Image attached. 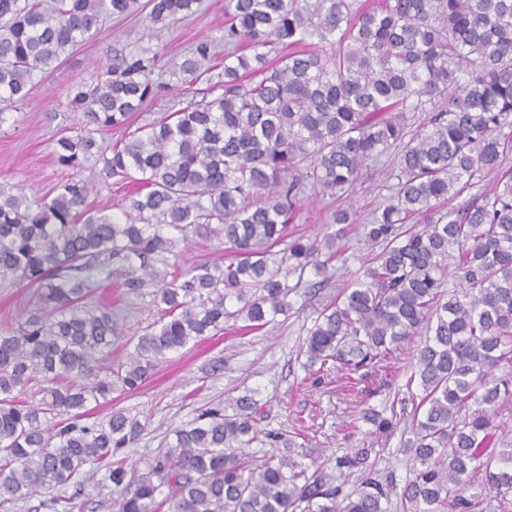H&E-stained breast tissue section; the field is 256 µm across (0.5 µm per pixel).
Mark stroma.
<instances>
[{
	"instance_id": "stroma-1",
	"label": "stroma",
	"mask_w": 512,
	"mask_h": 512,
	"mask_svg": "<svg viewBox=\"0 0 512 512\" xmlns=\"http://www.w3.org/2000/svg\"><path fill=\"white\" fill-rule=\"evenodd\" d=\"M201 39L223 48L224 0H203L198 13L159 33L142 13L105 20L90 40L38 81L29 98L11 108L6 123L0 124V183L21 189L28 197L41 198L51 196L58 183L71 177V169L60 166L55 156L60 136H74L84 130L82 113L68 104V91L78 82L101 76L114 55L141 48L159 56L153 78L160 83L161 91L135 117V124L164 116L172 105L186 106L208 98L206 82H197L195 93L188 94L175 73L190 46ZM395 164L390 154L369 162L360 181L340 196L324 193L312 174H304L300 204L289 230L311 240L322 239L333 213L348 210L351 222L345 227L344 242L350 258L337 275L318 289L313 270H306L296 292L289 296L291 310L288 315L278 316L275 324L246 334L228 329L179 349L140 389L113 396L111 403L91 413L89 420L93 423L122 410L143 424L135 444L121 451L129 467L143 468L172 440L174 429L205 409L230 408L237 397L245 394L262 406L255 424L258 432L299 428L305 436V447L318 449L321 462L328 454L340 455L352 446L348 423L361 405L381 407L386 393L368 395L363 401L345 395L340 370L332 366L320 376H310L298 353L317 311L335 298L343 281L354 278L362 258L373 253L363 226L392 194L394 181L389 172ZM83 174L94 184L90 202L118 212L126 202V191L106 173L103 159H89ZM101 296L118 312L125 338L106 358L107 364L114 366L133 352V339L153 326L160 312L148 288L127 296L110 285L102 289ZM34 309L32 288L10 277L0 278V334L24 321ZM72 495L84 503V512H101V502L117 497L118 491L106 468L91 462L83 467L78 482L40 489L28 501L14 506L12 512H33L42 501Z\"/></svg>"
}]
</instances>
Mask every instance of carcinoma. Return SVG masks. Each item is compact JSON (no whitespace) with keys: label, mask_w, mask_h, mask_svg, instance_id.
Wrapping results in <instances>:
<instances>
[{"label":"carcinoma","mask_w":512,"mask_h":512,"mask_svg":"<svg viewBox=\"0 0 512 512\" xmlns=\"http://www.w3.org/2000/svg\"><path fill=\"white\" fill-rule=\"evenodd\" d=\"M201 0H0V125L69 52L112 16L145 11L168 29ZM224 58L201 40L178 66L220 93L131 128L151 100L156 55L134 49L105 79L70 92L87 131L57 141L77 170L55 195L30 200L0 185V276L36 288L41 314L0 334V512L67 485L94 461L120 498L107 512H512V0H227ZM424 113L416 127L411 115ZM123 130L110 176L140 190L118 214L89 205L78 171L101 152L95 134ZM396 150V191L364 225L380 246L318 312L304 368L332 361L364 393L393 392L359 419L369 439L335 457L334 475L281 431L259 439L261 407L211 409L175 430L145 471L124 459L143 430L122 410L84 424L88 405L130 393L169 353L224 330H258L288 313L289 277L327 281L347 262L344 230L308 243L288 233L299 172L323 191L351 187L368 162ZM497 171L483 195L446 211ZM423 217V225L409 221ZM193 235L224 239V265L170 261ZM284 248L275 250L278 245ZM154 285L162 314L127 362L101 368L120 339L117 314L92 305L102 283ZM412 349L405 388L393 366ZM81 382L60 386L64 377ZM32 382L42 398H20ZM401 434L403 483L374 466V444ZM271 448L244 452L253 442ZM168 488L162 494V488ZM40 507L83 512L75 498Z\"/></svg>","instance_id":"carcinoma-1"}]
</instances>
